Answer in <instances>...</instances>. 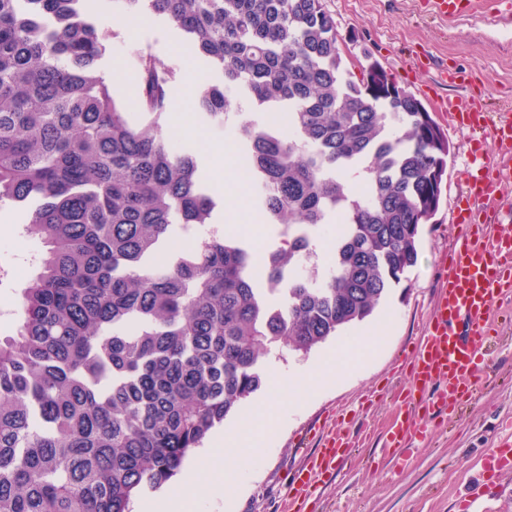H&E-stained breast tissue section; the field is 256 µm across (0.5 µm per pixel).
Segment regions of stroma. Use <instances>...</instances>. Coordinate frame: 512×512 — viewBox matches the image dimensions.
<instances>
[{
    "label": "stroma",
    "mask_w": 512,
    "mask_h": 512,
    "mask_svg": "<svg viewBox=\"0 0 512 512\" xmlns=\"http://www.w3.org/2000/svg\"><path fill=\"white\" fill-rule=\"evenodd\" d=\"M325 5L336 21L345 62L378 61L446 126L451 154L443 202L433 223L423 227L417 265L392 288L372 319L347 327L305 356L272 348L266 364H277L289 377L331 363L336 382L299 403H282L277 424L265 428L251 466L241 476L243 491L202 499L197 512H280L294 473L317 448L314 431L336 427L351 434L354 447L337 464L335 477L317 489L316 512H469L465 502L478 492L502 512H512V475H502L495 485L484 472L485 460L503 447L505 426L512 423V300L493 307L501 320L491 346V381L466 406L439 418L408 464H401L398 450L385 447L383 435L399 388V359L424 334L443 259L458 240L460 229L451 212L476 147L468 131L449 128L437 101L467 94L478 96L490 113L512 108V0H500L497 16L477 13L453 22L426 0H325ZM95 13L110 33L101 71L110 72L116 62L129 68L137 50L150 51L175 74L167 126L175 127L181 114L204 133L199 141L182 139L181 148L201 160L212 144L229 143L231 126L206 122L199 104L201 93L223 83L224 75L217 68H199L191 91H184L179 28L152 15L117 18L100 2ZM446 67L465 72L466 81L441 82L439 74ZM37 248L22 225L0 223V338L15 331L21 290L32 271L29 259ZM381 318L390 331L378 347L363 353L352 346V339Z\"/></svg>",
    "instance_id": "1"
}]
</instances>
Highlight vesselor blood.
Returning <instances> with one entry per match:
<instances>
[{
	"label": "vessel or blood",
	"instance_id": "obj_1",
	"mask_svg": "<svg viewBox=\"0 0 512 512\" xmlns=\"http://www.w3.org/2000/svg\"><path fill=\"white\" fill-rule=\"evenodd\" d=\"M477 0H433L438 13L455 18L474 12ZM448 122L477 139H491L499 159L512 158V111L490 116L475 98L454 97L439 104ZM497 165L481 158L465 174V191L455 206L461 239L445 258L446 278L439 287L425 334L400 367L403 382L385 445L409 459L430 425L449 405L468 402L492 369L490 342L495 332V302L512 298V228L501 225L511 206ZM350 450L340 431L321 435L319 446L295 476L285 512H305L321 482Z\"/></svg>",
	"mask_w": 512,
	"mask_h": 512
}]
</instances>
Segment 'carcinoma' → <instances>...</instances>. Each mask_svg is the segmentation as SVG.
Segmentation results:
<instances>
[{"label": "carcinoma", "instance_id": "cac0c4a2", "mask_svg": "<svg viewBox=\"0 0 512 512\" xmlns=\"http://www.w3.org/2000/svg\"><path fill=\"white\" fill-rule=\"evenodd\" d=\"M85 2L0 0V203L41 245L0 339V512H131L169 482L262 387L272 347L308 354L401 282L451 154L434 113L381 65L345 67L324 0H109L168 19L221 66L224 85L200 100L210 122L267 110L234 126L282 241L258 278L253 251L208 228L215 200L166 130L172 72L135 56L131 119ZM337 217L321 270L313 238Z\"/></svg>", "mask_w": 512, "mask_h": 512}]
</instances>
